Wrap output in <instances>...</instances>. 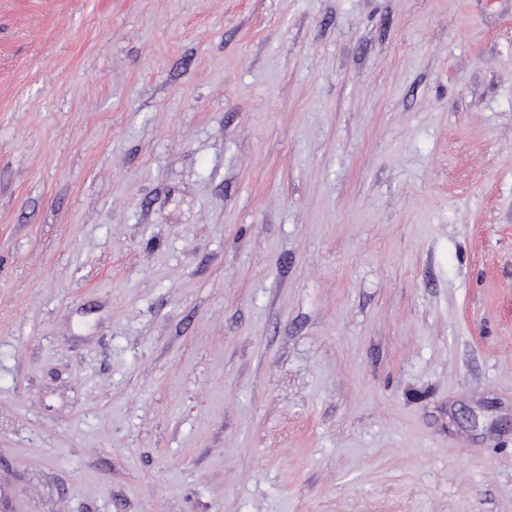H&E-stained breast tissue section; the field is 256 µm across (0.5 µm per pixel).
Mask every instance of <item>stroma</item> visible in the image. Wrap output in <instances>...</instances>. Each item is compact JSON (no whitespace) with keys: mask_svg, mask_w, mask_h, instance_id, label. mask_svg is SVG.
<instances>
[{"mask_svg":"<svg viewBox=\"0 0 512 512\" xmlns=\"http://www.w3.org/2000/svg\"><path fill=\"white\" fill-rule=\"evenodd\" d=\"M0 512H512V0H0Z\"/></svg>","mask_w":512,"mask_h":512,"instance_id":"35a3bbf8","label":"stroma"}]
</instances>
